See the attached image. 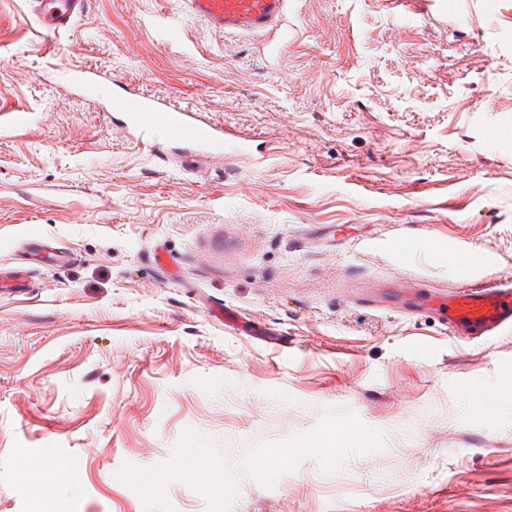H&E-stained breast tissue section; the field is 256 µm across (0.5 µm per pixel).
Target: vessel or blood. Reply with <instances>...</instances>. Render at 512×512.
<instances>
[{"label":"vessel or blood","mask_w":512,"mask_h":512,"mask_svg":"<svg viewBox=\"0 0 512 512\" xmlns=\"http://www.w3.org/2000/svg\"><path fill=\"white\" fill-rule=\"evenodd\" d=\"M39 25L52 34L70 27L88 0H33ZM185 14L212 29L237 36L279 31L288 13V0H182ZM107 110L129 133L153 134L160 153L175 150L186 166L203 152L223 153L239 136L224 125L206 119L198 110L168 99L132 100L113 95ZM456 264L476 270L491 260L474 246H451ZM450 335L482 342L512 331V280L498 279L480 288H453L431 299Z\"/></svg>","instance_id":"b4317fda"}]
</instances>
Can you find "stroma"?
Listing matches in <instances>:
<instances>
[{"instance_id":"stroma-1","label":"stroma","mask_w":512,"mask_h":512,"mask_svg":"<svg viewBox=\"0 0 512 512\" xmlns=\"http://www.w3.org/2000/svg\"><path fill=\"white\" fill-rule=\"evenodd\" d=\"M286 24L276 61L277 33L180 0H89L54 39L0 0V115H28L0 127V269L33 282L0 295V512H145L124 464L188 428L237 459L327 407L385 450L242 478L231 512H512V335L469 343L401 299L458 284L452 241L493 253L476 280L512 276V0H290ZM86 68L90 99L67 83ZM122 90L247 151L158 159L107 114ZM32 230L70 262L30 255Z\"/></svg>"}]
</instances>
